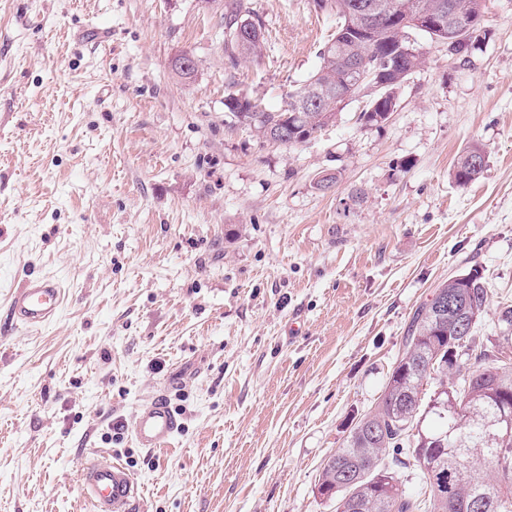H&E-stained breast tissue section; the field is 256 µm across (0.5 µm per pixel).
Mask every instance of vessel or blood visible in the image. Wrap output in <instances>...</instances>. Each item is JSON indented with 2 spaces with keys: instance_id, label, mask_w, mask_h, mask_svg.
Segmentation results:
<instances>
[{
  "instance_id": "1",
  "label": "vessel or blood",
  "mask_w": 512,
  "mask_h": 512,
  "mask_svg": "<svg viewBox=\"0 0 512 512\" xmlns=\"http://www.w3.org/2000/svg\"><path fill=\"white\" fill-rule=\"evenodd\" d=\"M64 303V290L53 278L31 277L13 291L8 316L13 326L34 328L52 321ZM183 422L165 391H157L150 402L134 414L130 433L137 447H166L180 432ZM85 499L93 512H130L139 487L131 473L101 450L90 449L80 476Z\"/></svg>"
}]
</instances>
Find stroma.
Masks as SVG:
<instances>
[{
    "instance_id": "stroma-1",
    "label": "stroma",
    "mask_w": 512,
    "mask_h": 512,
    "mask_svg": "<svg viewBox=\"0 0 512 512\" xmlns=\"http://www.w3.org/2000/svg\"><path fill=\"white\" fill-rule=\"evenodd\" d=\"M227 0H0V512H92L88 449L137 512H333L315 484L374 407L415 309L479 268L497 338L512 305V0L466 64L428 44L382 126L352 101L290 147L227 95L279 108L336 27L314 0H250L266 44L224 54ZM192 54L181 81L172 58ZM477 143L469 186L449 173ZM339 172L336 189L317 176ZM59 317L11 327L27 277ZM170 386L165 449L127 427ZM80 485L94 512H130L138 500V482L131 473L97 448L89 449Z\"/></svg>"
}]
</instances>
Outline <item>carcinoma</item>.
<instances>
[{
  "instance_id": "1",
  "label": "carcinoma",
  "mask_w": 512,
  "mask_h": 512,
  "mask_svg": "<svg viewBox=\"0 0 512 512\" xmlns=\"http://www.w3.org/2000/svg\"><path fill=\"white\" fill-rule=\"evenodd\" d=\"M355 0H327L325 11L336 17V30L320 52V65L305 84L288 92L286 106L269 110L240 102L228 95L224 107L236 123L262 137L274 130L288 132L287 145L314 139L326 126L324 120L337 118L326 108L338 95L348 100L367 97L359 120L381 126L387 113L378 111L377 102L389 90L390 101L422 63L420 47L402 58L400 45L407 30L385 24L371 33L351 27L350 10ZM385 12L398 5L410 16L431 13L444 2L453 10L445 15L448 34L467 28L482 31L487 0H368ZM263 26L248 0H233L224 14V52L231 65L260 57L263 41L248 47L235 36L240 23ZM387 72L391 86L367 94V74L374 69ZM481 146L472 144L456 156L450 172L452 182L464 188L476 181L482 171L473 164V153ZM437 290L456 293L459 301L475 306L470 331L456 335L452 324H439L429 303L413 313L401 355L378 397L375 407L364 414L349 431L344 444L323 464L315 488L323 499L333 503L335 512L351 504L352 512H512V436L492 443L484 440L479 421L509 413L512 402L501 399L496 383L512 385V350L505 348L509 337L498 343H484L477 335L486 313L488 288L480 272L452 277ZM436 384L433 399L424 402V385ZM466 400L469 407L453 411V402ZM440 420L434 431L422 429L424 415ZM366 421H377L383 431L379 440L363 430ZM418 472L428 488V498L408 493L401 471Z\"/></svg>"
}]
</instances>
